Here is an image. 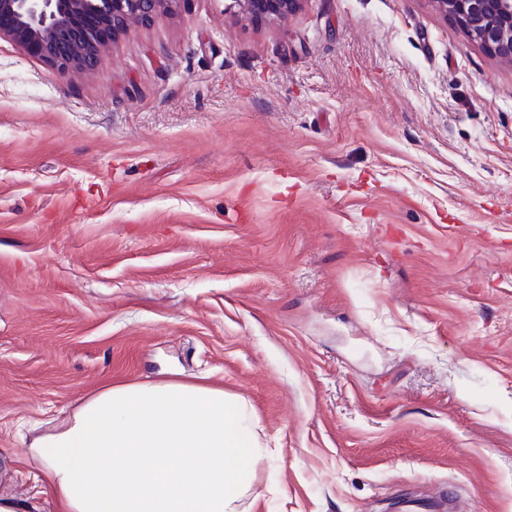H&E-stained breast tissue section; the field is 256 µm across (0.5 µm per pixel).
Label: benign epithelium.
<instances>
[{
  "label": "benign epithelium",
  "mask_w": 512,
  "mask_h": 512,
  "mask_svg": "<svg viewBox=\"0 0 512 512\" xmlns=\"http://www.w3.org/2000/svg\"><path fill=\"white\" fill-rule=\"evenodd\" d=\"M179 0H0V38L37 53L61 68L95 66L99 44L129 19L143 23L171 10ZM301 0H231L257 18L278 19L298 10ZM483 49L512 57V0H431Z\"/></svg>",
  "instance_id": "1"
}]
</instances>
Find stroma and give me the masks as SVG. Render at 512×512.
Wrapping results in <instances>:
<instances>
[{"label": "stroma", "mask_w": 512, "mask_h": 512, "mask_svg": "<svg viewBox=\"0 0 512 512\" xmlns=\"http://www.w3.org/2000/svg\"><path fill=\"white\" fill-rule=\"evenodd\" d=\"M179 0L64 70L0 39V496L117 383L243 400L237 512H512V62L431 0ZM301 0H233L232 7L239 6L257 18L278 19L298 10Z\"/></svg>", "instance_id": "1"}]
</instances>
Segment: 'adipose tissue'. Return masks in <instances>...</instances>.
Instances as JSON below:
<instances>
[{
    "label": "adipose tissue",
    "mask_w": 512,
    "mask_h": 512,
    "mask_svg": "<svg viewBox=\"0 0 512 512\" xmlns=\"http://www.w3.org/2000/svg\"><path fill=\"white\" fill-rule=\"evenodd\" d=\"M246 415L203 384H114L28 453L61 512H235L261 461Z\"/></svg>",
    "instance_id": "1"
}]
</instances>
